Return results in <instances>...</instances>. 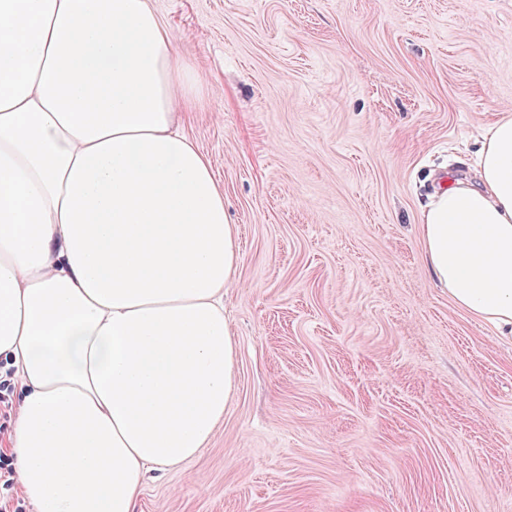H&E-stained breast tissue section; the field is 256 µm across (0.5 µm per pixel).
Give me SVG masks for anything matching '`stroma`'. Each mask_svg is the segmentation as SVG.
Masks as SVG:
<instances>
[{"instance_id": "obj_1", "label": "stroma", "mask_w": 512, "mask_h": 512, "mask_svg": "<svg viewBox=\"0 0 512 512\" xmlns=\"http://www.w3.org/2000/svg\"><path fill=\"white\" fill-rule=\"evenodd\" d=\"M238 229L236 388L136 512H512V338L424 258L512 116V0H152Z\"/></svg>"}]
</instances>
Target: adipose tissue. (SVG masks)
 I'll return each mask as SVG.
<instances>
[{
  "mask_svg": "<svg viewBox=\"0 0 512 512\" xmlns=\"http://www.w3.org/2000/svg\"><path fill=\"white\" fill-rule=\"evenodd\" d=\"M196 91L150 0H0L4 450L36 512H135L235 387L237 229L182 131ZM421 216L452 301L512 334V116ZM4 374H5V372L3 371V365H1V375H2L1 380L5 379ZM1 380H0V414H2V404H3L4 408H8L10 399L12 402L10 408H12V406H13V410L10 412V416L9 415L0 416V430H1L0 448H3L2 445H5L6 441H7V435H8V431L10 429V422L16 416L18 400H17V396L14 395V390L12 389V387H11V391L9 392V394H10V397H9V394L7 393L8 389H9V384L8 385H6V383L2 384V382H6L8 380H3V381H1ZM3 432H5V437H2Z\"/></svg>",
  "mask_w": 512,
  "mask_h": 512,
  "instance_id": "obj_1",
  "label": "adipose tissue"
}]
</instances>
